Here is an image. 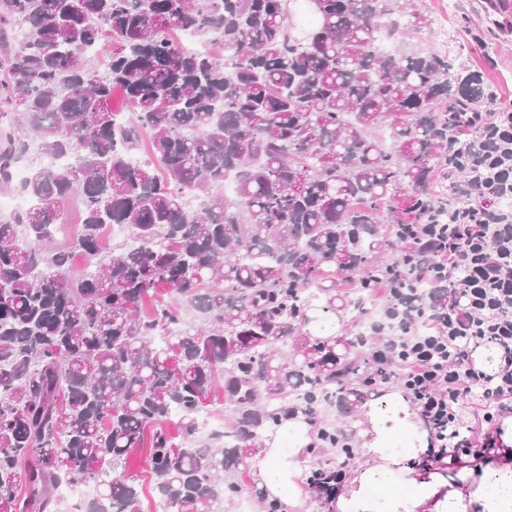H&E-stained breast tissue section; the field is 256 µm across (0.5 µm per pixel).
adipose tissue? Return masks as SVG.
<instances>
[{
    "label": "adipose tissue",
    "mask_w": 512,
    "mask_h": 512,
    "mask_svg": "<svg viewBox=\"0 0 512 512\" xmlns=\"http://www.w3.org/2000/svg\"><path fill=\"white\" fill-rule=\"evenodd\" d=\"M366 407L361 448L367 460L337 491L335 512H512V417L500 422L494 461L478 469L464 467L455 480L425 465L429 435L402 392H386ZM309 430L303 415L283 420L280 432L294 436L286 454L280 450V433H269L264 440L259 484L268 497L283 498L286 512H299L303 506L294 485L312 443ZM397 431L408 435L409 447H392ZM394 484L410 486V494L391 492Z\"/></svg>",
    "instance_id": "ef3b65f1"
}]
</instances>
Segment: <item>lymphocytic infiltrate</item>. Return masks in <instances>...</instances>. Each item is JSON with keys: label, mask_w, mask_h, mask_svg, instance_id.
<instances>
[{"label": "lymphocytic infiltrate", "mask_w": 512, "mask_h": 512, "mask_svg": "<svg viewBox=\"0 0 512 512\" xmlns=\"http://www.w3.org/2000/svg\"><path fill=\"white\" fill-rule=\"evenodd\" d=\"M458 129L474 133L456 185L459 203L450 224H405L408 249L387 279L388 309L401 318L394 339L368 351L370 374L361 384L375 393L397 382L432 436L431 462H486L500 446L497 419L512 416V112L489 108L459 115ZM422 276L426 309L409 310L407 284ZM504 351L494 375L474 368L470 344ZM397 379H390V369ZM473 419L461 425L459 412Z\"/></svg>", "instance_id": "f902f5d3"}]
</instances>
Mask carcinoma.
Here are the masks:
<instances>
[{
  "label": "carcinoma",
  "instance_id": "carcinoma-1",
  "mask_svg": "<svg viewBox=\"0 0 512 512\" xmlns=\"http://www.w3.org/2000/svg\"><path fill=\"white\" fill-rule=\"evenodd\" d=\"M308 6L316 26L297 40L292 0H0V30L25 31L0 60V185L37 150L31 206L0 221V512H72L62 482L95 485L92 512H144L127 462L145 446L154 512H224L282 414L357 417L380 327L312 342L305 311L360 312L381 289L337 291L404 250L382 224L427 223L436 167L469 149L448 155L451 113L486 88L435 53L380 50L430 27L414 3ZM188 29L208 47L181 49L171 34ZM146 137L147 158L128 161ZM57 155L70 165L47 167ZM73 196L81 230L59 240ZM111 224L128 238L105 249ZM158 288L177 303L144 313ZM219 388L222 441L201 423Z\"/></svg>",
  "mask_w": 512,
  "mask_h": 512
}]
</instances>
